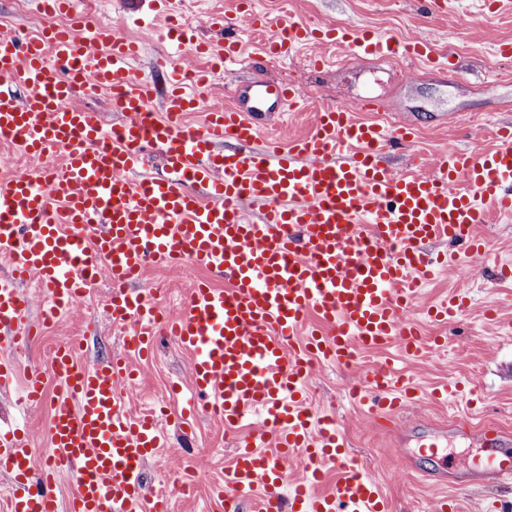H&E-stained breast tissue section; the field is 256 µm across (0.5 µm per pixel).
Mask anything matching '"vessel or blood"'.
Wrapping results in <instances>:
<instances>
[{
  "label": "vessel or blood",
  "mask_w": 512,
  "mask_h": 512,
  "mask_svg": "<svg viewBox=\"0 0 512 512\" xmlns=\"http://www.w3.org/2000/svg\"><path fill=\"white\" fill-rule=\"evenodd\" d=\"M165 4V38L199 55L237 59V25L211 18L224 43L201 42L179 24L175 0ZM74 8L75 0H38L37 32L0 34V138L29 158L53 161L42 177L0 178V254L11 263L10 276L0 278V348L25 349L106 279L110 317L133 327L127 351L151 355L157 336H169L192 357L190 387L202 411L228 427L263 415L213 489L221 512H242L253 489L261 492L259 512H389L378 484L349 463L335 417L307 405L311 366L348 365L361 351L391 347L420 357V317L461 318L465 295L422 305L419 289L440 269L462 271L465 258L489 254L476 233L489 209L512 214V124L499 127L490 152L450 149L431 174L396 176L384 156L415 129L362 120L375 109L364 98L321 107L313 132L284 149L260 139L258 119L305 105L302 87L254 80L236 86L231 106H213L214 71L187 69L168 55L155 60L161 83L137 80L131 63L140 43ZM239 13L263 31L271 58L314 39L353 60L401 55L453 65L427 37L401 44L340 24L281 32L247 0ZM59 14L71 16L70 29L53 25ZM91 86L111 92L121 124L106 127L99 110L76 104ZM157 99L161 119L150 109ZM200 110L203 127L187 126L185 114ZM153 151L164 175L132 179ZM249 204L261 207L260 219L247 215ZM436 242L461 245L463 254H431ZM185 262L204 276L189 288L185 313L161 316L138 284L147 269ZM216 277L228 288L214 287ZM32 279L45 293L36 317L21 290ZM81 348L58 345L47 368L26 379L25 403L51 410L46 469L32 470L27 430L0 429L8 512H169V493L148 492L143 477L165 445L159 413L130 414L125 394L137 385L135 370L121 358L78 364ZM350 395L385 411L417 399L389 365L367 371ZM478 439L486 454L475 478L512 483V435L486 424ZM292 464L304 478L288 490ZM331 464L336 480L317 493ZM64 471L74 482L63 501Z\"/></svg>",
  "instance_id": "obj_1"
}]
</instances>
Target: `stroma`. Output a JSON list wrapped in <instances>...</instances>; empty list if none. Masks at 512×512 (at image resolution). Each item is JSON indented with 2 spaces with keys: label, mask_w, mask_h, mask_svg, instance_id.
I'll use <instances>...</instances> for the list:
<instances>
[{
  "label": "stroma",
  "mask_w": 512,
  "mask_h": 512,
  "mask_svg": "<svg viewBox=\"0 0 512 512\" xmlns=\"http://www.w3.org/2000/svg\"><path fill=\"white\" fill-rule=\"evenodd\" d=\"M84 2L104 22L118 24L128 37L142 40L132 68L140 78L153 79L155 58L168 45L148 38L147 33L149 28L164 26V12L155 10L152 0ZM443 2V12L437 13L428 9L427 0H254L255 10L286 25L337 22L402 42L431 33L438 50L452 53L457 64L456 70L448 71L377 56L341 61L333 46L309 44L297 46L288 59L270 60L259 51V35L244 36L243 55L232 67L231 81L267 78L302 86L311 94L307 107L289 112L285 121L270 122L262 128L261 138L286 142L310 134L319 107L370 97L379 109L367 113V120L389 119V110L395 107L419 127L411 144L388 152L386 163L395 174L431 172L438 156L452 147L493 149L496 126L512 123V59L496 51L499 43L512 40V0L493 9L484 0ZM317 53L326 58L320 68L311 62ZM479 230L489 240L493 260L473 259L463 273L444 270L420 291L421 302L434 303L460 289L469 295L471 304L459 321L444 328L427 326L426 336L440 335L446 340L441 355L396 357L395 367L422 393L419 402L399 415V429H377L366 411L348 398L349 384L364 370L383 365L386 352H363L357 364L349 367L319 364L309 380L313 407L335 415L357 469L379 484L391 512H434L445 497L453 501L457 512H512V485L470 480L482 450L471 438L453 430L464 421L472 426L493 422L512 434V279L500 276L502 267L512 266V217L491 214ZM198 276L196 269L186 265L161 279L147 275L143 286L175 315L185 311L187 290ZM109 293L106 281H99L84 302L46 329L27 352L17 355L19 370L44 364L55 346L77 337L84 341L82 364L124 354L127 329L109 319ZM190 366L188 352L170 339H158L153 357L140 364L143 377L139 388L128 395L129 411L136 414L165 404L171 412H180L183 403L172 397L169 386L176 379L188 378ZM456 380L473 382V401L453 395L440 403L429 399L433 388ZM17 421L27 423L38 449L32 467L41 469L51 453L49 414L23 409L13 389L0 394V426ZM161 426L166 446L145 466L148 483L172 488L171 512H216L210 486L223 478L232 446L246 436V429L225 428L223 421L205 412L191 418L186 433L174 421H162ZM434 427L449 430L441 441L447 464L441 486L426 477L434 463L409 459L418 437ZM189 468L196 471L195 491L189 495L175 492L181 473ZM401 468L408 469V478L394 481L393 472Z\"/></svg>",
  "instance_id": "35a3bbf8"
}]
</instances>
